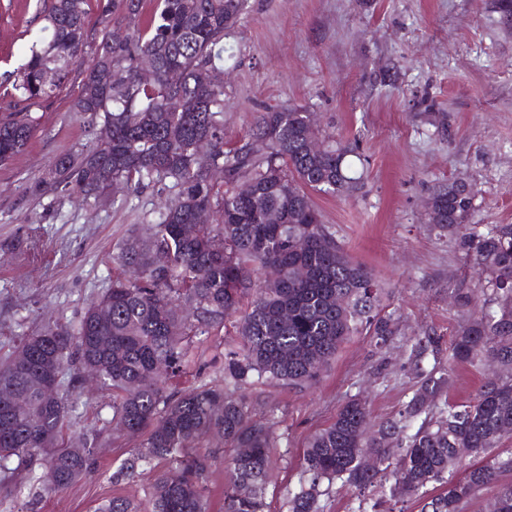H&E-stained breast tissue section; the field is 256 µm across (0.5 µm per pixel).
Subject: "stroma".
Listing matches in <instances>:
<instances>
[{
	"instance_id": "1",
	"label": "stroma",
	"mask_w": 512,
	"mask_h": 512,
	"mask_svg": "<svg viewBox=\"0 0 512 512\" xmlns=\"http://www.w3.org/2000/svg\"><path fill=\"white\" fill-rule=\"evenodd\" d=\"M46 0H0V121L28 112L27 147L0 163V358L47 325H76L112 284V255L141 224L155 223L162 182L131 196L84 199L54 191L59 156L96 142L98 123L76 111L83 67L50 98L26 104L13 81L41 32ZM224 145L247 134L267 107L313 112L323 133L357 141L365 158L353 196L314 194L337 241L368 266L382 314L398 328L386 346L362 332L347 338L315 386L248 388L253 417H275L283 435L270 466L268 512H287L305 444L349 399H363L370 425L399 417L414 390L417 340L446 357L463 315L453 289L470 284L474 262L428 222L433 193L456 180L477 192L474 221L512 224V23L494 0H248L224 37ZM234 319L190 347L181 386L219 377ZM77 427H102L107 394L82 382ZM136 442L108 448L90 480L68 491L0 499V512H93L111 497L110 476Z\"/></svg>"
}]
</instances>
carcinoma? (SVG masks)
<instances>
[{
    "instance_id": "1",
    "label": "carcinoma",
    "mask_w": 512,
    "mask_h": 512,
    "mask_svg": "<svg viewBox=\"0 0 512 512\" xmlns=\"http://www.w3.org/2000/svg\"><path fill=\"white\" fill-rule=\"evenodd\" d=\"M85 2L51 0L45 36L32 43L15 81L18 101L52 96L82 63ZM145 2L103 6L126 37L102 40L84 70L75 107L100 120L97 141L76 160L56 159L49 181L64 194L89 198L165 179L178 192L156 223L139 225L113 254L112 285L76 328L57 325L26 336L0 362V490L10 495L30 479L47 494L59 493L95 472L110 440L67 433L79 404L74 382L93 374L111 395L105 429L114 439L141 438L112 472V484L154 461L165 465L141 501L114 494L96 512H209L213 440L229 452L224 512H265L268 467L281 434L275 417L252 419L244 390L267 381L313 386L348 337L365 328L385 345L397 332L392 318L377 311L380 288L372 272L336 242L310 197L312 191L351 196L360 155L355 145L320 133L295 105L260 113L243 143L224 149L217 119L224 86L208 74L247 0H153L156 10L138 26ZM177 59L185 65L184 83L169 89L163 75ZM143 66L158 74L150 88L135 78ZM111 71L122 79L91 92ZM31 133L26 115L0 123V163L23 150ZM204 149L222 171V192L197 162ZM475 196L463 181L438 189L429 223L448 232L478 267L473 287L455 290V305L466 309L483 293L484 306L460 326L446 364L424 369L426 346L415 344L417 388L401 419L371 433L365 402L351 399L310 436L287 512H324L322 485L336 480L360 493L377 488L388 504L436 484L421 512H460L463 501L512 471V453L490 455L512 436V224L472 223ZM201 209L213 212L216 223H194ZM269 267L278 275L272 284L265 279ZM239 311L222 379L184 391L171 387L184 373L192 338ZM462 364L491 366L493 376L474 399L445 402L409 431ZM16 398L23 404L15 405ZM459 448L472 462L457 457ZM487 512H512V484L501 487Z\"/></svg>"
}]
</instances>
